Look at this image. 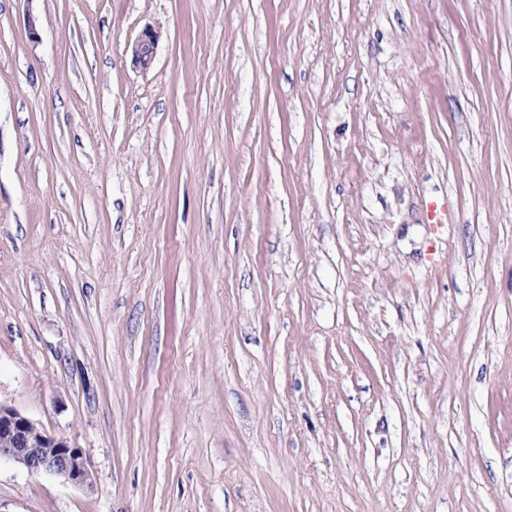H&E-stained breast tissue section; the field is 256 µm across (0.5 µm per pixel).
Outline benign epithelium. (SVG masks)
<instances>
[{
    "instance_id": "1",
    "label": "benign epithelium",
    "mask_w": 512,
    "mask_h": 512,
    "mask_svg": "<svg viewBox=\"0 0 512 512\" xmlns=\"http://www.w3.org/2000/svg\"><path fill=\"white\" fill-rule=\"evenodd\" d=\"M160 33L144 30L130 43L134 63L148 68L155 55ZM11 459L32 473H51L75 485L90 484L83 449L53 436L17 410L0 403V459Z\"/></svg>"
}]
</instances>
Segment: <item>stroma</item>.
<instances>
[{
	"label": "stroma",
	"mask_w": 512,
	"mask_h": 512,
	"mask_svg": "<svg viewBox=\"0 0 512 512\" xmlns=\"http://www.w3.org/2000/svg\"><path fill=\"white\" fill-rule=\"evenodd\" d=\"M0 403V512H512V0H0ZM160 33L155 29L144 30L135 40L130 43L128 49L131 52L134 63L142 69H147L155 55ZM11 459L32 473H51L75 485H90L82 448L50 435L17 410L0 403V460Z\"/></svg>",
	"instance_id": "35a3bbf8"
}]
</instances>
